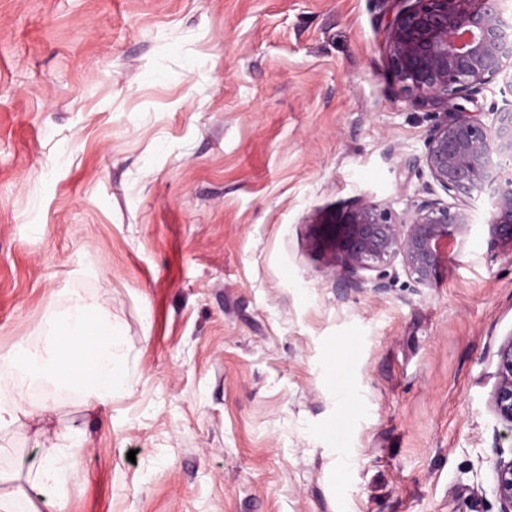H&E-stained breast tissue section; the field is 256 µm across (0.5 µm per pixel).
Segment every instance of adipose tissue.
<instances>
[{
    "label": "adipose tissue",
    "mask_w": 512,
    "mask_h": 512,
    "mask_svg": "<svg viewBox=\"0 0 512 512\" xmlns=\"http://www.w3.org/2000/svg\"><path fill=\"white\" fill-rule=\"evenodd\" d=\"M123 341L99 297L67 295L61 312L46 319L37 342H19L0 360V430L21 429L49 411L48 402L25 403L15 373L54 388L81 394L88 408H107L116 393L132 388L123 366ZM81 428L59 433L51 450L35 460L26 483L0 494V512H36L35 501L50 503L62 490L75 449L84 447Z\"/></svg>",
    "instance_id": "obj_1"
}]
</instances>
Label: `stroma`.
I'll return each mask as SVG.
<instances>
[{"instance_id": "stroma-1", "label": "stroma", "mask_w": 512, "mask_h": 512, "mask_svg": "<svg viewBox=\"0 0 512 512\" xmlns=\"http://www.w3.org/2000/svg\"><path fill=\"white\" fill-rule=\"evenodd\" d=\"M391 0H0V356L83 291L133 394L0 441L24 483L82 427L40 512H498L491 399L512 248L348 282L312 218L403 212L445 105L389 71Z\"/></svg>"}]
</instances>
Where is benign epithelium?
Masks as SVG:
<instances>
[{
    "instance_id": "7a95c632",
    "label": "benign epithelium",
    "mask_w": 512,
    "mask_h": 512,
    "mask_svg": "<svg viewBox=\"0 0 512 512\" xmlns=\"http://www.w3.org/2000/svg\"><path fill=\"white\" fill-rule=\"evenodd\" d=\"M396 15L387 37L393 78L413 98L446 104L491 83L512 89V19L502 0H392ZM434 126L423 164L434 184L454 202L426 196L402 214L366 198L344 210L314 217V245L329 252L340 272L358 281L375 273V287L397 276L400 264L417 286L431 284L444 252L472 232L467 199L498 184L490 217L481 230L497 244L512 246V101L492 108L485 124L466 109ZM492 407L512 430V339L498 350ZM499 512H512V458L494 448Z\"/></svg>"
}]
</instances>
